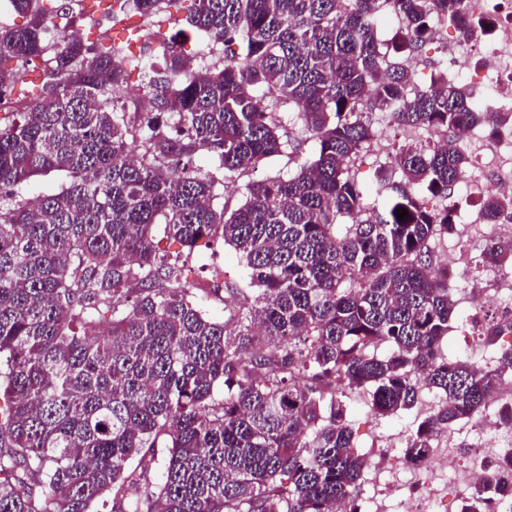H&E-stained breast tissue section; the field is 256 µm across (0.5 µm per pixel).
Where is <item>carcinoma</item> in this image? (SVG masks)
<instances>
[{
    "mask_svg": "<svg viewBox=\"0 0 512 512\" xmlns=\"http://www.w3.org/2000/svg\"><path fill=\"white\" fill-rule=\"evenodd\" d=\"M433 2L112 0L114 18L187 10L218 46L199 65L182 28L142 34L149 57L69 35L47 58L41 0H10L29 21L0 27V102L30 73L42 81L0 114V512H357L360 390L382 417L439 394L401 448L407 463L492 403L512 429V398L498 392L512 330L483 326L491 364L444 356L457 300L452 271L431 261V243L456 231L448 200L467 164L456 132L511 125L512 112L490 120L444 66L420 89L390 60L435 40ZM386 14L402 29L383 52ZM130 68L146 112L112 96ZM376 111L443 144L402 148L366 187L351 166L376 140ZM310 138L313 156L288 178L219 203L224 184L298 157ZM54 172L68 181L23 198L31 177ZM509 211L510 195L482 202L490 223ZM219 240L246 275L214 271L197 288L195 260ZM481 261L512 266V237L488 240ZM209 299L224 320L203 313ZM160 448L159 478L132 464ZM507 492L480 480L459 512H490Z\"/></svg>",
    "mask_w": 512,
    "mask_h": 512,
    "instance_id": "1",
    "label": "carcinoma"
}]
</instances>
